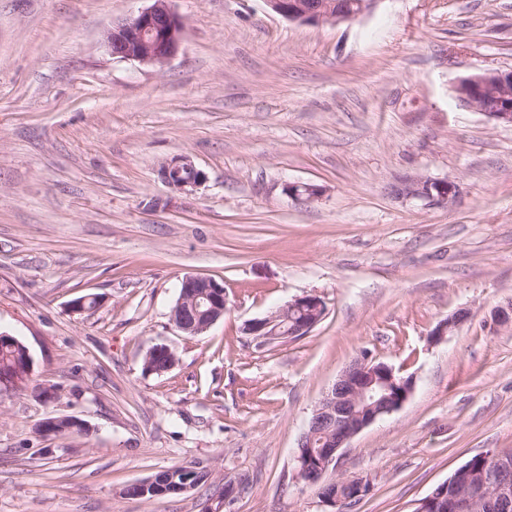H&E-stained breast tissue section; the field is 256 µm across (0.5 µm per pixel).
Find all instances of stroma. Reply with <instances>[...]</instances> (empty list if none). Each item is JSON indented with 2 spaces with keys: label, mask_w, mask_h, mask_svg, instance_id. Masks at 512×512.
<instances>
[{
  "label": "stroma",
  "mask_w": 512,
  "mask_h": 512,
  "mask_svg": "<svg viewBox=\"0 0 512 512\" xmlns=\"http://www.w3.org/2000/svg\"><path fill=\"white\" fill-rule=\"evenodd\" d=\"M151 0H0V331L32 357L0 395V512H325L321 483L361 477L350 512H414L472 456L512 453V125L465 107L464 76L512 70V0H380L340 24L264 0H174L162 66L121 60L105 32ZM186 155L191 193L158 175ZM456 184L447 207L403 202L400 179ZM288 182L320 186L300 202ZM214 277L223 319L187 336L182 278ZM85 294L97 308L74 312ZM307 335L244 331L295 298ZM466 323L432 342L456 310ZM174 367L146 374L154 345ZM412 378L322 477L297 476L315 406L360 356ZM54 387V399L38 396ZM81 420L82 435L40 421ZM203 462L211 479L151 501L124 485ZM162 181L174 191L190 193L207 180L206 173L189 156L174 157L159 168ZM324 310V303L318 296L305 295L295 298L284 307L263 318L250 321L245 325L244 331L247 335L253 336L254 340L261 345L289 336H298L303 332L308 334L322 319ZM293 312L302 314L303 318L299 321L288 320V313ZM286 323H288V327H285ZM289 323H292V326Z\"/></svg>",
  "instance_id": "stroma-1"
}]
</instances>
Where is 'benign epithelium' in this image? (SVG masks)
I'll use <instances>...</instances> for the list:
<instances>
[{
  "mask_svg": "<svg viewBox=\"0 0 512 512\" xmlns=\"http://www.w3.org/2000/svg\"><path fill=\"white\" fill-rule=\"evenodd\" d=\"M275 13L290 20L306 23L341 22L372 13L381 0H349L348 6L339 0H264ZM183 22L173 7V0H152V4L119 22L105 33V43L115 58L133 59L161 66L179 49ZM458 87L469 91L466 106L496 123L512 124V108L486 112L480 104L488 92L512 91V71H487L463 77ZM162 181L180 193H190L207 180L206 173L188 156L174 157L159 168ZM284 193L297 201L311 202L322 194V188L312 184L289 183ZM395 198L421 201L428 206L447 207L456 198V186L446 179L426 176L406 177L393 188ZM226 293L214 278L187 275L181 280V290L171 318L184 334L198 336L224 318ZM324 303L316 295L296 298L263 318L247 323L244 331L258 343L266 345L286 337L310 332L322 319ZM469 317L467 311H457L442 320L430 333L438 342L448 331L459 327ZM411 378L396 376L392 366L365 356L347 366L332 387L325 392L310 418L299 445L314 444L323 448L314 458L313 478L319 479L336 458L339 450L365 427L377 419L400 409L413 391ZM491 470L472 471L462 465L422 499L414 512H500L512 502V461L497 455H482ZM452 485L461 487L448 492Z\"/></svg>",
  "mask_w": 512,
  "mask_h": 512,
  "instance_id": "obj_1",
  "label": "benign epithelium"
}]
</instances>
